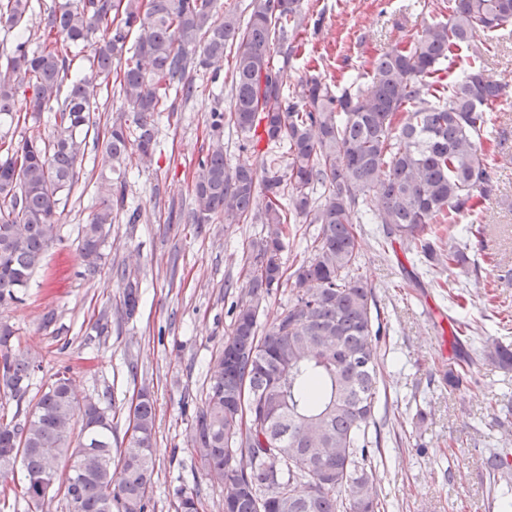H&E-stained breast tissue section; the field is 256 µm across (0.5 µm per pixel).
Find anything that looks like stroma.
<instances>
[{
	"instance_id": "obj_1",
	"label": "stroma",
	"mask_w": 512,
	"mask_h": 512,
	"mask_svg": "<svg viewBox=\"0 0 512 512\" xmlns=\"http://www.w3.org/2000/svg\"><path fill=\"white\" fill-rule=\"evenodd\" d=\"M444 0H304L309 19L320 20L306 37L303 56L289 65L294 87L312 70L368 89L370 62L391 44L416 43L425 22L447 19ZM235 58L194 71L191 101L157 119L158 148L151 163L126 161L125 195L140 205L138 220L119 211L96 273L78 251L99 187L102 154L87 145L71 194L60 204L58 241L33 275L22 302L0 307V324L13 327L21 348L42 367L23 399H0V413L26 415L54 380L68 372L78 396L111 406L112 451L127 442L129 410L141 390L156 400V464L147 512H174V490L197 488L203 512H224V488L206 476L193 447L194 419L208 388L209 364L231 332L238 280L257 224L225 227L222 218L188 223L194 206L197 162L214 138L212 110L229 111ZM487 76L504 85L498 107L501 148L492 165L498 196L479 223L481 237L465 234L470 217L457 219L468 272H450L464 294L456 306L437 278L415 264L405 245L384 239L375 225L362 227L359 273L371 286L385 331L380 340L381 438L373 453L374 484L383 512H512V499L491 488L483 459L496 450L512 481V369L478 364L473 383L447 389L440 377L449 363L467 359L474 342L490 338L512 345V32L496 36L484 61ZM139 281L133 318L120 306L123 278ZM108 331L97 334L100 317ZM471 326V343L455 344L440 317Z\"/></svg>"
}]
</instances>
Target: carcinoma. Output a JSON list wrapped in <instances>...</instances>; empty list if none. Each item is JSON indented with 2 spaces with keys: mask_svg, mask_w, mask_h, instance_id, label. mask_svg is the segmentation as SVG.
Wrapping results in <instances>:
<instances>
[{
  "mask_svg": "<svg viewBox=\"0 0 512 512\" xmlns=\"http://www.w3.org/2000/svg\"><path fill=\"white\" fill-rule=\"evenodd\" d=\"M30 0H0V25L17 32L0 63V119L17 105L50 113L51 136L32 135L0 157V306L19 300L58 239L57 207L78 179L90 129L97 128V80L119 73V94L135 127L112 122L102 140L109 173L102 175L91 222L79 242L86 270L103 259L105 226L126 206L122 166L129 151L152 162L155 117L173 111L171 97L196 92L188 67H208L236 48L232 110L210 112L215 131L229 124L241 150L266 143V159L230 168L224 146L212 143L194 176V220L261 224L249 243L242 299L221 353L210 367L193 444L211 480L224 485V512H380L373 483L369 431L375 426L379 385V315L367 281L357 274L358 225L378 188L374 223L385 237L415 251L418 261L444 272L468 267L467 253L447 246L442 224L455 223L496 196L489 160L498 147L493 129L502 85L483 73L488 37L512 27V0H448V20L424 25L417 44L388 47L371 62L370 88L332 85L314 72L293 91L284 67L300 52L307 29L303 0H252L247 22L218 15L215 0H74L39 24ZM40 34L34 47L31 29ZM104 35L95 41L99 28ZM134 43H128L132 32ZM92 43L84 68L68 78L70 53ZM282 54L277 65L271 52ZM466 57L462 75L455 60ZM265 204L253 210L257 193ZM293 224H314L311 256L285 267L281 254ZM295 298L263 334L259 309L283 283ZM125 314L138 308V286L122 292ZM512 367V349L485 341L470 364ZM41 362L15 346L0 325V385L22 399ZM251 396L247 421L236 416L242 392ZM79 433H74L76 420ZM135 432L112 469V413L95 400L79 409L67 372L20 421L0 416V479L24 468L23 498L37 505L45 482L56 479L69 512H147L155 466L154 400L140 393ZM104 455L86 461L72 479L74 437ZM197 489L177 491L176 512H201Z\"/></svg>",
  "mask_w": 512,
  "mask_h": 512,
  "instance_id": "obj_1",
  "label": "carcinoma"
}]
</instances>
